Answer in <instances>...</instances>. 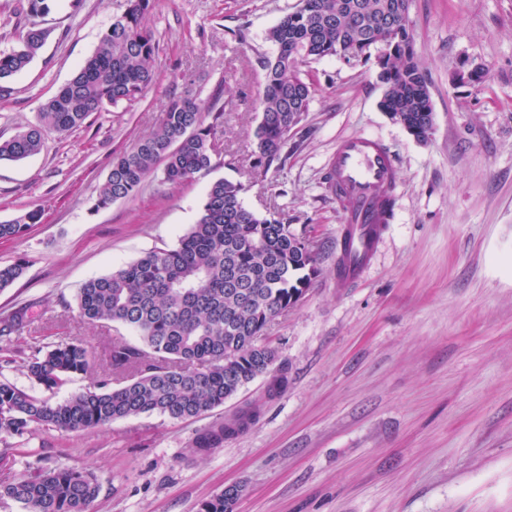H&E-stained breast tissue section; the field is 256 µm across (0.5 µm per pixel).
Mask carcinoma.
Masks as SVG:
<instances>
[{
	"label": "carcinoma",
	"mask_w": 512,
	"mask_h": 512,
	"mask_svg": "<svg viewBox=\"0 0 512 512\" xmlns=\"http://www.w3.org/2000/svg\"><path fill=\"white\" fill-rule=\"evenodd\" d=\"M51 0H24L28 28L17 47L0 52V96L11 95L4 81L23 72L45 45L50 30L40 18ZM410 0H299L269 31L278 48L260 61L265 87L261 116L253 133V167L266 173L288 158L290 135L306 119L312 86L301 67L326 57H372L383 41L397 52L377 57L376 76L384 87L381 108L398 112L406 131L423 141L433 118L426 76L406 26ZM150 0H128L125 12L99 38L73 78L40 108L37 121L0 141V161L38 154L50 133L82 127L106 105L138 99L155 79L156 52L144 24ZM214 125L192 98H173L157 129L113 157L94 209L135 195L152 173L161 183L181 184L220 165ZM244 184L214 180L195 224L173 247L145 253L112 272L85 281L78 289L79 317L90 324L112 322L137 343L115 342L107 352L105 375L83 391L53 401L0 380V443L22 438L38 427L87 431L114 420L159 413L173 420L205 415L224 405L247 383L272 375L271 389L287 384L274 373L275 348L262 337L276 317L306 294L320 272L318 256L305 235L282 216L256 214L244 206ZM33 206L0 222V242L12 241L42 221ZM27 260L0 264V291L24 273ZM27 309L0 318V342L22 335ZM23 360L27 377L47 391L88 373L89 343L60 340L30 344ZM254 419L242 414L197 434L193 449L208 453L224 438L247 429ZM241 493L228 487L201 501L198 512H233ZM99 494L96 475L75 467L34 469L17 479H0V501L23 512H90Z\"/></svg>",
	"instance_id": "obj_1"
}]
</instances>
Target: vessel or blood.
<instances>
[{"instance_id":"b4317fda","label":"vessel or blood","mask_w":512,"mask_h":512,"mask_svg":"<svg viewBox=\"0 0 512 512\" xmlns=\"http://www.w3.org/2000/svg\"><path fill=\"white\" fill-rule=\"evenodd\" d=\"M327 180L342 209L346 245L336 257L337 285L358 281L367 270L381 237L394 218L396 161L374 138L358 135L341 141L329 163Z\"/></svg>"}]
</instances>
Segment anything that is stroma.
<instances>
[{
  "instance_id": "stroma-1",
  "label": "stroma",
  "mask_w": 512,
  "mask_h": 512,
  "mask_svg": "<svg viewBox=\"0 0 512 512\" xmlns=\"http://www.w3.org/2000/svg\"><path fill=\"white\" fill-rule=\"evenodd\" d=\"M298 0H151L145 25L158 74L131 103L51 134L40 153L0 162V221L44 211L26 235L0 243V263L27 259L0 292V316L25 306L39 335L82 339L94 364L63 388L101 375L104 351L128 330L83 324L86 280L157 247L195 223L209 183L245 185V206L305 229L320 273L264 340L287 387L255 378L207 415L153 413L91 431L40 427L13 440L7 477L30 466L95 472L92 512H197L241 489L234 512H512V0H411L408 23L428 78L426 141L379 103L373 63L325 58L303 66L315 92L282 167L252 168L268 31ZM127 0H56L53 33L0 99V140L34 123L41 105L95 50ZM481 66L483 83L467 80ZM191 94L217 122L219 166L179 185L149 176L138 193L93 204L114 155L156 128L172 94ZM369 135L394 155V219L364 276L336 285L340 212L324 176L339 141ZM254 409L248 428L206 455L196 435ZM241 493L240 487H228L201 501L198 512H233L232 506Z\"/></svg>"
}]
</instances>
